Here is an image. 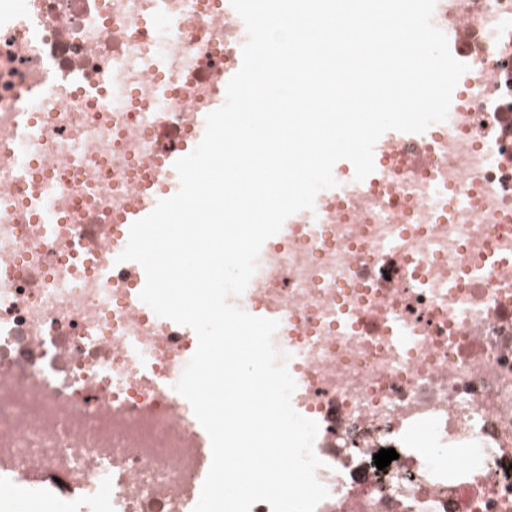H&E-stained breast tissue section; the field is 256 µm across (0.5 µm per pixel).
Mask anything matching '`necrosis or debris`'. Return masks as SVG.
<instances>
[{
	"instance_id": "necrosis-or-debris-1",
	"label": "necrosis or debris",
	"mask_w": 512,
	"mask_h": 512,
	"mask_svg": "<svg viewBox=\"0 0 512 512\" xmlns=\"http://www.w3.org/2000/svg\"><path fill=\"white\" fill-rule=\"evenodd\" d=\"M447 121L290 216L231 304L316 421V512H512V0H437ZM230 0H0V485L191 512L210 439L175 391L194 330L119 262L177 193L242 63ZM399 457L377 469L380 448Z\"/></svg>"
}]
</instances>
